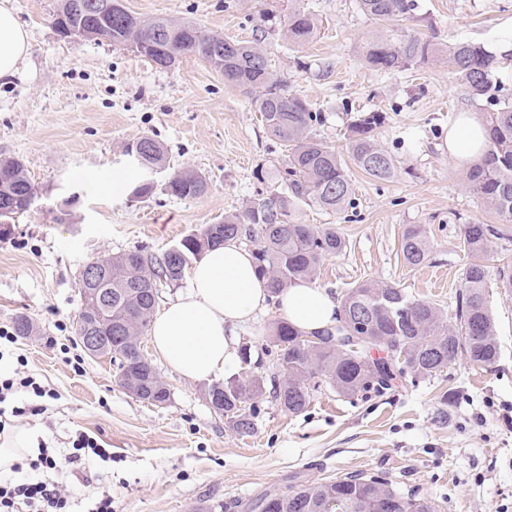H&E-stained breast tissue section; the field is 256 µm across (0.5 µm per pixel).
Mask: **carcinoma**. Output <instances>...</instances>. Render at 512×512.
Returning a JSON list of instances; mask_svg holds the SVG:
<instances>
[{
    "label": "carcinoma",
    "mask_w": 512,
    "mask_h": 512,
    "mask_svg": "<svg viewBox=\"0 0 512 512\" xmlns=\"http://www.w3.org/2000/svg\"><path fill=\"white\" fill-rule=\"evenodd\" d=\"M74 0H60L53 26L64 38H82V29L97 26V39L115 45L135 46L136 53L152 62L162 54L173 60L195 55L207 62L224 82L252 97L255 110L271 137L283 146V158L269 175L278 186L259 193L238 214L227 215L215 224H204L181 239L182 253L175 263L169 253L146 255L141 250L117 254L106 260L110 267L112 301L99 325V345L122 357L121 386L134 381L144 393L167 400L170 391L156 369L133 343L150 328L157 303V280H182L167 270L186 268L204 252L224 241L252 243L259 274L266 280L271 296H278L291 283L312 280L323 260L346 248L345 237L334 225L305 224L300 220L302 205H317L335 213L351 203L352 186L347 161L377 180L394 177L392 156L375 139L384 124L381 112H362L348 125L346 152L318 138L314 126L321 114L312 111L307 100L288 92L286 81L274 75L259 41H228L201 27L175 19H144L115 7L93 22L73 12ZM360 10L370 19L392 24L411 18L416 0H358ZM314 15L296 7L288 13L282 33L292 46H302L315 35ZM371 66L401 72L429 61L442 60L448 70L474 99H487L484 153L470 167L469 188L490 209L512 221V100L502 91L499 72L503 58L481 43L450 39L446 43L409 36L376 38L365 50ZM139 157L131 163L148 175L162 164L163 146L150 136L133 142ZM204 176L193 169L175 173L166 190L179 198H196L208 192ZM37 189L29 180L23 160L0 157V223L30 210ZM498 231L487 224L464 228V249L473 258L465 282L456 298L454 320L449 321L435 304L416 299L393 284L366 280L347 290L341 298L338 324L315 336L310 343L304 333L285 321L275 324L270 343L276 350L278 379L272 395L280 407L300 414L310 403L311 380L324 378L343 396L382 393L393 388L394 373L410 372L418 379L441 375L461 355L484 367L499 358L494 321L486 300V270L483 260L491 238ZM401 253L411 266L423 264L429 242L416 226L401 237ZM265 379L253 375L246 380L213 382L203 395L215 399L223 411L224 423L240 434L254 429V414L240 404L263 394ZM341 502V512H375L383 501L387 512H434L426 499L402 492L380 475L350 474L325 481H299L285 491L265 493L249 502L239 500L222 505L224 512H329L327 505Z\"/></svg>",
    "instance_id": "obj_1"
}]
</instances>
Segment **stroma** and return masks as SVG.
Masks as SVG:
<instances>
[{
    "instance_id": "obj_1",
    "label": "stroma",
    "mask_w": 512,
    "mask_h": 512,
    "mask_svg": "<svg viewBox=\"0 0 512 512\" xmlns=\"http://www.w3.org/2000/svg\"><path fill=\"white\" fill-rule=\"evenodd\" d=\"M145 19L190 20L224 39H259L271 70L303 96L322 121L318 138L344 150L358 113L386 120L376 139L394 159L387 181L349 171L352 204L340 213L304 207L306 224H333L347 249L325 258L313 283L335 296L370 279L432 302L447 316L471 261L462 245L468 224H489L487 304L500 346L490 368L458 357L442 375L403 384L384 395L343 397L327 382L311 392L303 414L282 409L271 393L248 400L253 432L227 427L207 405L201 385L143 353L167 384L163 405L141 401L120 387L117 367L88 357L73 324L80 309L79 279L86 263L135 248L161 255L192 229L238 213L267 189L260 171L280 159L248 94L227 85L208 63L182 56L169 69L105 40L73 42L53 26L57 0H10L29 35L30 52L17 74L0 81V156L23 159L38 205L17 215L0 238V328L17 316L38 333L17 337L8 350L24 372L53 394L43 414L19 419L36 428L59 455L75 433L112 452L95 464L89 494L112 495L114 512H211L230 499L282 489L292 479L325 481L350 473L383 475L403 492L431 501L436 512H512V290L500 287V267L512 266V222L470 191L466 166L448 155V129L463 113L479 114L449 73L432 61L404 72L368 65L370 38L420 35L438 42L464 39L493 46L512 23V0H418L415 19L382 27L358 0H125ZM317 19L307 44L292 49L280 36L290 8ZM151 136L164 147L165 166L153 174L152 194L132 200L141 180L125 154ZM191 168L210 189L196 198L165 190L177 171ZM74 198L69 219L62 199ZM420 226L430 242L423 265L400 252L404 229ZM268 309L239 330L250 364L235 374L276 376Z\"/></svg>"
}]
</instances>
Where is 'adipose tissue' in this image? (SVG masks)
<instances>
[{"instance_id":"1","label":"adipose tissue","mask_w":512,"mask_h":512,"mask_svg":"<svg viewBox=\"0 0 512 512\" xmlns=\"http://www.w3.org/2000/svg\"><path fill=\"white\" fill-rule=\"evenodd\" d=\"M30 48L29 36L0 0V80L13 78ZM485 132L472 115L448 132V153L467 164L483 152ZM271 298L255 270L252 253L229 240L205 253L190 283L154 316V353L181 377L209 381L231 372L238 361L234 336L269 306ZM281 317L303 333L336 325L341 301L326 289L299 280L276 298Z\"/></svg>"}]
</instances>
